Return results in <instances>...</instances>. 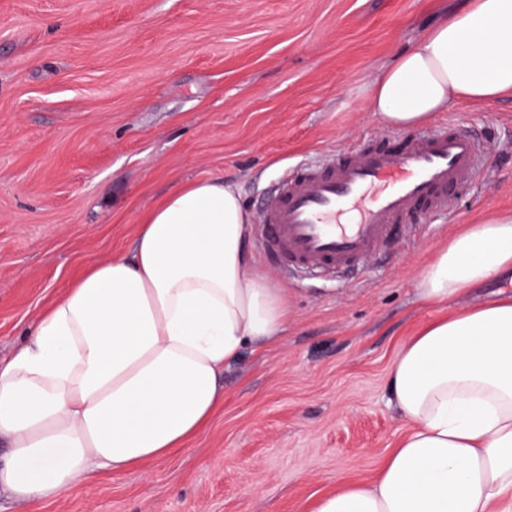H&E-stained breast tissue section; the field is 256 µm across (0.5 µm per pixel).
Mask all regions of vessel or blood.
<instances>
[{
	"label": "vessel or blood",
	"mask_w": 512,
	"mask_h": 512,
	"mask_svg": "<svg viewBox=\"0 0 512 512\" xmlns=\"http://www.w3.org/2000/svg\"><path fill=\"white\" fill-rule=\"evenodd\" d=\"M485 158V145L451 121L286 171L262 213L263 251L305 272L361 269L399 239L408 217L453 212Z\"/></svg>",
	"instance_id": "1"
}]
</instances>
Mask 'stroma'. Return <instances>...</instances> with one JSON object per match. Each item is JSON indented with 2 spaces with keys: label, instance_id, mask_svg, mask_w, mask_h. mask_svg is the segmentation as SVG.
<instances>
[{
  "label": "stroma",
  "instance_id": "obj_1",
  "mask_svg": "<svg viewBox=\"0 0 512 512\" xmlns=\"http://www.w3.org/2000/svg\"><path fill=\"white\" fill-rule=\"evenodd\" d=\"M460 0H0V359L91 263L130 254L176 188L218 177L251 217L283 171L401 138L368 108L380 65ZM487 165L453 218L407 235L336 285L272 266L275 344L245 347L224 403L184 448L76 492L0 512H310L337 479L367 482L408 422L387 401L391 362L424 325L512 295L501 272L443 305L417 298L464 225L512 212V96L457 102Z\"/></svg>",
  "mask_w": 512,
  "mask_h": 512
}]
</instances>
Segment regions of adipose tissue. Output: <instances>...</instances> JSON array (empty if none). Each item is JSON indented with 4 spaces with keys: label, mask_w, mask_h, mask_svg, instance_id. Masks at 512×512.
I'll use <instances>...</instances> for the list:
<instances>
[{
    "label": "adipose tissue",
    "mask_w": 512,
    "mask_h": 512,
    "mask_svg": "<svg viewBox=\"0 0 512 512\" xmlns=\"http://www.w3.org/2000/svg\"><path fill=\"white\" fill-rule=\"evenodd\" d=\"M512 95V0H464L380 67L370 109L416 127L452 103ZM250 217L222 179L188 183L141 224L131 255L91 264L0 363V488L54 499L94 474L162 460L209 423L224 370L275 342L286 293L252 273ZM512 268V214L455 234L417 293L435 304ZM410 427L368 482L312 512H512V297L440 317L390 369Z\"/></svg>",
    "instance_id": "1"
}]
</instances>
